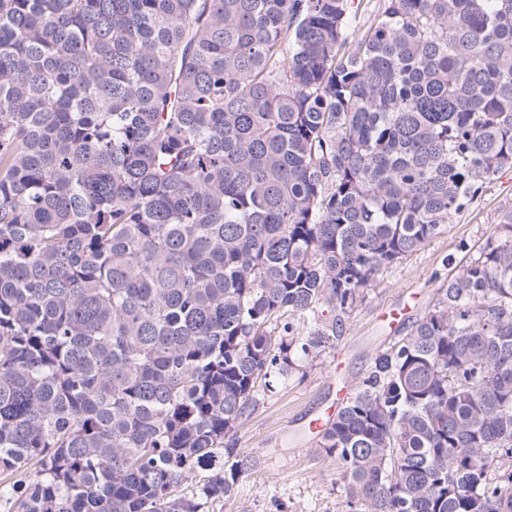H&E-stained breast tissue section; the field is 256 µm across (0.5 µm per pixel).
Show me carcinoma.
Listing matches in <instances>:
<instances>
[{"instance_id": "1", "label": "carcinoma", "mask_w": 512, "mask_h": 512, "mask_svg": "<svg viewBox=\"0 0 512 512\" xmlns=\"http://www.w3.org/2000/svg\"><path fill=\"white\" fill-rule=\"evenodd\" d=\"M351 2L0 0V512L230 499L258 378L512 169V0ZM320 448L355 512H512V211Z\"/></svg>"}]
</instances>
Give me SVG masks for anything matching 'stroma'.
I'll return each mask as SVG.
<instances>
[{"label": "stroma", "instance_id": "stroma-1", "mask_svg": "<svg viewBox=\"0 0 512 512\" xmlns=\"http://www.w3.org/2000/svg\"><path fill=\"white\" fill-rule=\"evenodd\" d=\"M510 210L512 171L487 184L444 232L379 275L340 338L316 358L301 360L286 383L259 389L237 434L258 465L239 480L230 501L214 503L210 512H348L338 463L309 432L310 420L337 412V388L355 393L374 358L402 336L404 324L434 305L437 288L465 253L476 251Z\"/></svg>", "mask_w": 512, "mask_h": 512}]
</instances>
